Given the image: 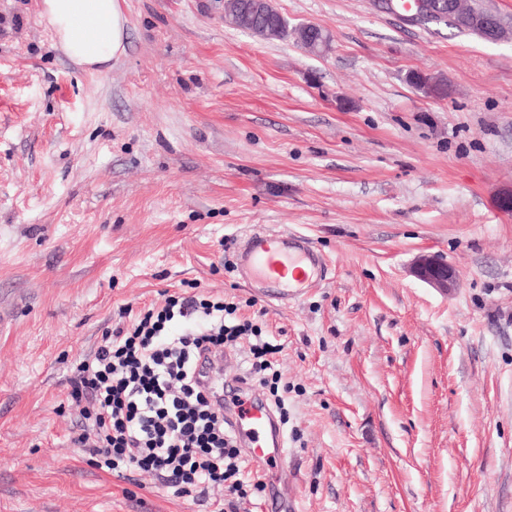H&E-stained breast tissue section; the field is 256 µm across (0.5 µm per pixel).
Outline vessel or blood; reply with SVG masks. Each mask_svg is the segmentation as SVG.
<instances>
[{"mask_svg":"<svg viewBox=\"0 0 512 512\" xmlns=\"http://www.w3.org/2000/svg\"><path fill=\"white\" fill-rule=\"evenodd\" d=\"M290 265L299 273L300 284L309 285L322 273L325 261L312 241L287 231L258 230L244 238L239 253V267L244 276L270 282L278 269ZM221 361V355L211 354L199 363L204 384L217 392L224 389L218 371ZM238 417L251 435L252 446L246 451L251 464L284 463L288 451L271 407L254 398L242 404Z\"/></svg>","mask_w":512,"mask_h":512,"instance_id":"vessel-or-blood-1","label":"vessel or blood"}]
</instances>
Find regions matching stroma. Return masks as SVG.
I'll use <instances>...</instances> for the list:
<instances>
[{
	"label": "stroma",
	"mask_w": 512,
	"mask_h": 512,
	"mask_svg": "<svg viewBox=\"0 0 512 512\" xmlns=\"http://www.w3.org/2000/svg\"><path fill=\"white\" fill-rule=\"evenodd\" d=\"M274 5L330 51L224 0H124L126 53L90 73L42 0H0V512H218L72 441L70 380L120 308L193 291L282 346L288 456L236 512H512V41ZM255 226L311 239L325 280L266 301L237 270ZM237 2L233 3L230 8V12L228 16L234 21V23L244 29L249 31L255 36H258L262 39L272 40V39H286L288 36H292L296 39V41L304 48L307 47V42L299 35V32H296V26H291L288 23V26H284L278 21V14H281L275 7L272 8V11L269 13L270 16H273L274 21H268L262 28L257 31L253 29V21L250 23H245L238 12ZM277 17V19H276ZM413 273L422 281L439 291L451 294L459 285V272L450 264L432 255L419 256Z\"/></svg>",
	"instance_id": "1"
}]
</instances>
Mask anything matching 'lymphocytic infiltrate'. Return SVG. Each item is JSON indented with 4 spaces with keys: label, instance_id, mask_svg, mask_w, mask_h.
Masks as SVG:
<instances>
[{
    "label": "lymphocytic infiltrate",
    "instance_id": "f902f5d3",
    "mask_svg": "<svg viewBox=\"0 0 512 512\" xmlns=\"http://www.w3.org/2000/svg\"><path fill=\"white\" fill-rule=\"evenodd\" d=\"M234 313L233 304L193 295L135 315L122 309L130 324L105 333L71 381L70 396L82 405L75 441L97 468L153 473L179 497H204L213 488L232 502L246 496L245 461L196 363L245 338L248 371L262 381L281 347ZM177 320L183 328L174 335Z\"/></svg>",
    "mask_w": 512,
    "mask_h": 512
}]
</instances>
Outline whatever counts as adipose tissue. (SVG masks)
Here are the masks:
<instances>
[{
  "label": "adipose tissue",
  "instance_id": "ef3b65f1",
  "mask_svg": "<svg viewBox=\"0 0 512 512\" xmlns=\"http://www.w3.org/2000/svg\"><path fill=\"white\" fill-rule=\"evenodd\" d=\"M123 0H42L45 16L64 53L95 71L123 56L127 17Z\"/></svg>",
  "mask_w": 512,
  "mask_h": 512
}]
</instances>
